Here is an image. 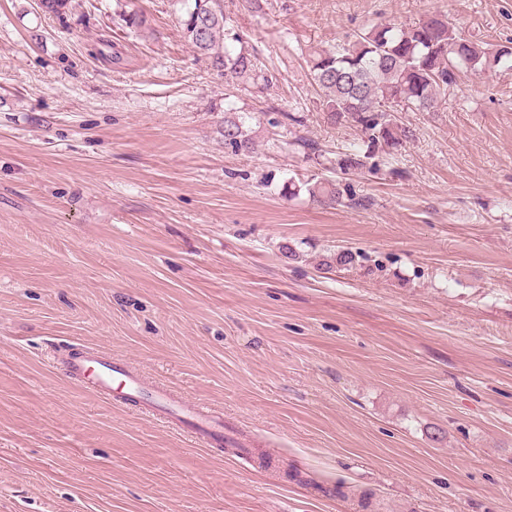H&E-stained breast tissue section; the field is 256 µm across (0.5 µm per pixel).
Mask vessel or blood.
Listing matches in <instances>:
<instances>
[{
  "mask_svg": "<svg viewBox=\"0 0 512 512\" xmlns=\"http://www.w3.org/2000/svg\"><path fill=\"white\" fill-rule=\"evenodd\" d=\"M70 379L105 398L138 406L154 418L188 428L202 445H228L246 451L247 436L225 424L223 413L202 402H188L162 383L147 381L130 366L92 349L63 348L54 358Z\"/></svg>",
  "mask_w": 512,
  "mask_h": 512,
  "instance_id": "obj_1",
  "label": "vessel or blood"
}]
</instances>
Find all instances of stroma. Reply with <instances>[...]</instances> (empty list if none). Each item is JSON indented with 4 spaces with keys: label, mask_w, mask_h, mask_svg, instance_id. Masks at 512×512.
Instances as JSON below:
<instances>
[{
    "label": "stroma",
    "mask_w": 512,
    "mask_h": 512,
    "mask_svg": "<svg viewBox=\"0 0 512 512\" xmlns=\"http://www.w3.org/2000/svg\"><path fill=\"white\" fill-rule=\"evenodd\" d=\"M223 3L274 85L213 72L183 0H0V512H512V69L398 113L360 206L301 188L364 140L325 123L310 47L431 16L506 45L512 0ZM140 10L152 33L118 25ZM65 346L223 410L249 453L85 391ZM224 149L231 153L250 152L254 149V140L248 133L247 113L229 107L224 110Z\"/></svg>",
    "instance_id": "stroma-1"
}]
</instances>
